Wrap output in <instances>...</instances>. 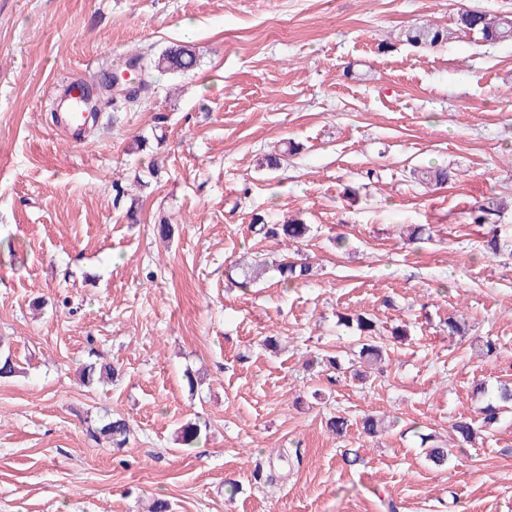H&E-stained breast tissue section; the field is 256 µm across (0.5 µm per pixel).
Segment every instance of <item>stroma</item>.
<instances>
[{
  "mask_svg": "<svg viewBox=\"0 0 512 512\" xmlns=\"http://www.w3.org/2000/svg\"><path fill=\"white\" fill-rule=\"evenodd\" d=\"M469 9L512 0H0V354L17 363L0 378V512H512V414L460 451L449 427L512 383V254L483 250L512 245V43L457 30ZM426 22L448 43L403 41ZM184 43L196 68L157 75L138 108L102 103L80 143L54 124L71 80ZM291 139L299 154L261 167ZM428 166L457 178L415 182ZM489 198V223H471ZM257 215L310 236L262 239ZM414 225L426 239L408 241ZM294 254L308 282H281ZM257 255L268 267L241 287ZM356 312L388 358L328 384L325 357L360 348L339 321ZM96 360L118 381L81 385ZM368 414L395 425L367 436ZM107 415L127 420L124 447L90 437ZM194 420L201 441L182 448ZM314 267L311 263L300 260L284 258L277 264V271L285 282L295 283L296 281H307L315 276Z\"/></svg>",
  "mask_w": 512,
  "mask_h": 512,
  "instance_id": "obj_1",
  "label": "stroma"
}]
</instances>
